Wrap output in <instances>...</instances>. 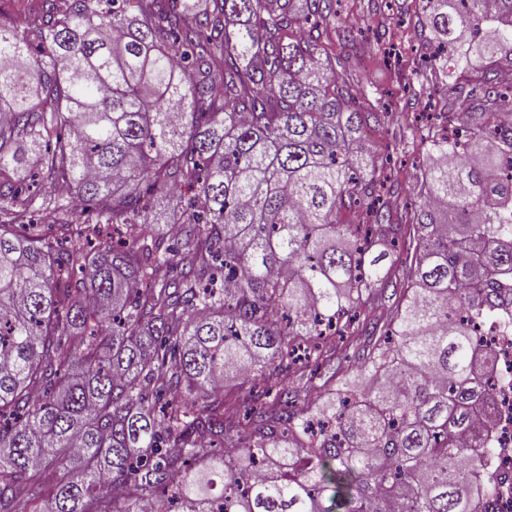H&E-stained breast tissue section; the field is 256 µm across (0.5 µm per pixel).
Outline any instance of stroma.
Instances as JSON below:
<instances>
[{"mask_svg":"<svg viewBox=\"0 0 512 512\" xmlns=\"http://www.w3.org/2000/svg\"><path fill=\"white\" fill-rule=\"evenodd\" d=\"M417 0H337L336 19L321 31L336 48V72L349 83L357 107L382 113L380 124L364 131L363 146L377 155L382 175L392 184L384 202L405 199L420 175L418 150L412 134L423 126L453 123L466 116L457 102L458 83L434 89V80L423 62L432 36L417 24ZM356 23L351 41L341 40L337 23Z\"/></svg>","mask_w":512,"mask_h":512,"instance_id":"obj_1","label":"stroma"}]
</instances>
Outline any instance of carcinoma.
I'll return each mask as SVG.
<instances>
[{"mask_svg":"<svg viewBox=\"0 0 512 512\" xmlns=\"http://www.w3.org/2000/svg\"><path fill=\"white\" fill-rule=\"evenodd\" d=\"M421 3L436 83L497 94L512 0ZM332 14L43 0L0 22V512H492L499 366L474 326L512 328V118L418 134L408 287L355 322L393 281L339 215L391 212L360 143L380 113L303 31ZM349 331L355 374L297 402L293 343Z\"/></svg>","mask_w":512,"mask_h":512,"instance_id":"obj_1","label":"carcinoma"}]
</instances>
